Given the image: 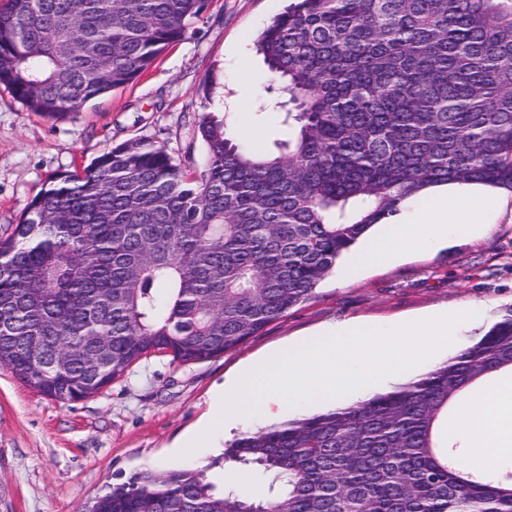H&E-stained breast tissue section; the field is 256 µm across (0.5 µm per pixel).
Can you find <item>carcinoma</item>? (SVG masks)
Returning a JSON list of instances; mask_svg holds the SVG:
<instances>
[{"label":"carcinoma","mask_w":512,"mask_h":512,"mask_svg":"<svg viewBox=\"0 0 512 512\" xmlns=\"http://www.w3.org/2000/svg\"><path fill=\"white\" fill-rule=\"evenodd\" d=\"M208 0H5L0 85L63 117L125 87ZM255 46L288 96V140L256 156L207 114L196 177L149 140L59 174L0 240V366L75 402L152 353L183 364L242 344L308 299L371 228L448 183L512 192V0H293ZM512 371V305L424 377L247 431L224 461L146 467L91 512H512V471L466 462L440 418Z\"/></svg>","instance_id":"obj_1"}]
</instances>
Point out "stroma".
I'll use <instances>...</instances> for the list:
<instances>
[{"label": "stroma", "mask_w": 512, "mask_h": 512, "mask_svg": "<svg viewBox=\"0 0 512 512\" xmlns=\"http://www.w3.org/2000/svg\"><path fill=\"white\" fill-rule=\"evenodd\" d=\"M285 0H209L192 33L170 45L133 84L109 91L62 119L30 111L0 86V237L12 234L48 177L80 169L113 145L146 139L202 174L207 153L197 134L204 113L223 110L230 132L255 155L285 136L278 110L259 113L270 75L252 38ZM478 231L452 238L346 281L341 269L311 299L223 355L180 364L156 354L92 397L63 404L44 397L0 366V512H86L98 496L145 467L207 469L224 487L235 467L225 445L269 422L262 411L234 426L199 434L217 386L271 353L359 320L384 328L440 310L478 304L459 322L440 365L482 336L512 304V192Z\"/></svg>", "instance_id": "obj_1"}]
</instances>
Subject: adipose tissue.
Listing matches in <instances>:
<instances>
[{
  "label": "adipose tissue",
  "instance_id": "ef3b65f1",
  "mask_svg": "<svg viewBox=\"0 0 512 512\" xmlns=\"http://www.w3.org/2000/svg\"><path fill=\"white\" fill-rule=\"evenodd\" d=\"M501 198L478 190L435 187L412 212L385 218L380 231L369 235L349 260L347 272L380 266L422 251L448 236L472 234L485 213L499 208ZM465 447L473 453L496 449L512 459V376L493 381L469 400L455 423Z\"/></svg>",
  "mask_w": 512,
  "mask_h": 512
}]
</instances>
